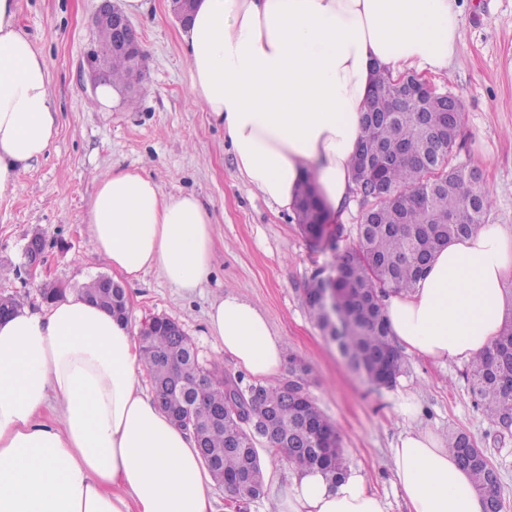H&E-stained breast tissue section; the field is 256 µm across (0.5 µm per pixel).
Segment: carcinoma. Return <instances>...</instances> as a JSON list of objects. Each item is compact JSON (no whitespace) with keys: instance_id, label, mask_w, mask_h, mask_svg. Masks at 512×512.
Segmentation results:
<instances>
[{"instance_id":"cac0c4a2","label":"carcinoma","mask_w":512,"mask_h":512,"mask_svg":"<svg viewBox=\"0 0 512 512\" xmlns=\"http://www.w3.org/2000/svg\"><path fill=\"white\" fill-rule=\"evenodd\" d=\"M129 67L125 59L110 62V77L127 85ZM465 123V109L457 102L448 116L445 156L437 168L428 170L421 157L427 152L430 132L415 120L413 113H401L370 131L363 122L364 135L351 159L357 169L361 159L375 154L381 146L403 157L384 173L387 194L373 206L371 224L356 228V242L339 247L344 229L336 225L328 247L337 252L336 319L340 329L328 339L336 345L350 369L369 386L379 389L395 384L405 369V359L390 336L383 301L392 293L416 288L435 253L451 240L470 236L483 224L491 206V192L483 181L465 178L463 164L457 162L455 146ZM314 196L305 205L326 210L313 176L303 189ZM80 291L90 301L110 310L119 319L127 311L119 303L118 288H103L93 279ZM139 335L145 367L155 384L168 381L174 370L184 367L209 376V381L193 390L191 409L176 424L189 432L199 429L204 437L205 463L213 478L227 479L225 490L234 499L261 500L268 496L259 448L288 462L295 471L323 473L336 484L347 472L340 448L337 426L309 395L303 377L293 381L299 392L296 405L283 401L281 385L246 383L217 368L206 369L191 360L189 342L162 330L144 327ZM512 318L486 352L470 361L468 382L478 407L492 422L512 416ZM258 391V401L250 420L233 413L224 422L209 421L211 409L237 402L240 414L247 413L248 394ZM448 451L467 472L483 503L495 504L498 488L489 481L493 464L470 437L460 431L448 433Z\"/></svg>"}]
</instances>
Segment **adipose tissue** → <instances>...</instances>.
Segmentation results:
<instances>
[{"label": "adipose tissue", "mask_w": 512, "mask_h": 512, "mask_svg": "<svg viewBox=\"0 0 512 512\" xmlns=\"http://www.w3.org/2000/svg\"><path fill=\"white\" fill-rule=\"evenodd\" d=\"M457 0H196L180 29L194 103L223 128L243 179L296 206L307 175L330 212L355 189L351 158L373 75L447 70L461 33ZM57 133L47 64L0 0V193ZM96 254L128 282L156 271L194 291L213 268V218L199 198L112 169L85 213ZM512 278V226L484 224L436 252L413 291L390 295L393 340L435 362L468 361L498 336ZM207 323L220 349L271 378L283 345L265 314L235 294ZM146 368L127 324L83 296L0 320V512H212L213 483L190 433L142 388ZM408 512H482L468 474L427 430L393 449ZM366 475L338 484L296 473L279 512H389Z\"/></svg>", "instance_id": "adipose-tissue-1"}]
</instances>
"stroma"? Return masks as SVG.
<instances>
[{
	"instance_id": "1",
	"label": "stroma",
	"mask_w": 512,
	"mask_h": 512,
	"mask_svg": "<svg viewBox=\"0 0 512 512\" xmlns=\"http://www.w3.org/2000/svg\"><path fill=\"white\" fill-rule=\"evenodd\" d=\"M96 7L97 0H17L18 27L47 63L58 131L46 154L28 164L16 189L0 194V266L8 271L0 278V294L38 310L39 280L69 294L110 274L83 222L97 178L110 168L152 176L166 192L195 194L215 218L213 273L190 295L153 271L126 285L132 327L153 315L176 320L193 339L202 365L249 382L252 374L224 356L207 325L219 294L249 300L266 315L285 350L307 367L306 388L337 425L350 467L364 471L391 512H406L392 450L412 425L442 437L452 430L467 432L498 469L504 512H512V432L500 431L477 408L467 363L410 355L395 386L374 389L350 371L312 321L306 290L332 256L310 245L293 213L277 209L243 180L223 130L194 105L179 24L167 0H144L143 12L132 18L147 56L146 78L135 97L122 92L112 108L91 105L85 58L96 40ZM457 8L462 38L447 71L430 81L465 107L456 152L461 163L482 173L492 193L486 223L512 225V0H457ZM35 232L46 243L36 281L21 256ZM400 393L415 402L413 420L396 411ZM262 461L273 471L268 498L234 503L217 484L214 512H278L279 491L294 471L280 459L266 455Z\"/></svg>"
}]
</instances>
